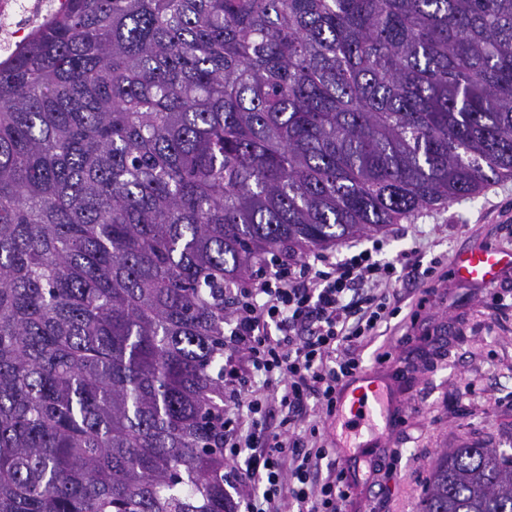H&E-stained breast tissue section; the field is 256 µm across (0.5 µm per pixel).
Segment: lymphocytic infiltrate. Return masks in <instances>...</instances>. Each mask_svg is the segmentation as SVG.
<instances>
[{
	"label": "lymphocytic infiltrate",
	"mask_w": 512,
	"mask_h": 512,
	"mask_svg": "<svg viewBox=\"0 0 512 512\" xmlns=\"http://www.w3.org/2000/svg\"><path fill=\"white\" fill-rule=\"evenodd\" d=\"M384 246L284 258L236 289L224 380L241 410L224 419V472L235 477L243 512H343L350 499L346 469L329 461L328 449L305 447L295 422L266 431L257 390L276 387L292 411L312 398L325 416L335 414L340 386L363 367L358 343L396 312L384 284L422 269L414 252L387 257Z\"/></svg>",
	"instance_id": "lymphocytic-infiltrate-1"
}]
</instances>
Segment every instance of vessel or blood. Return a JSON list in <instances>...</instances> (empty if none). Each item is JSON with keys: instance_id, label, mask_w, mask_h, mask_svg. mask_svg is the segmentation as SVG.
I'll list each match as a JSON object with an SVG mask.
<instances>
[{"instance_id": "1", "label": "vessel or blood", "mask_w": 512, "mask_h": 512, "mask_svg": "<svg viewBox=\"0 0 512 512\" xmlns=\"http://www.w3.org/2000/svg\"><path fill=\"white\" fill-rule=\"evenodd\" d=\"M512 265V252L479 246L457 256L454 270L457 277L484 285L494 284L500 272ZM394 395L385 392L378 368L369 367L347 378L337 396V409H348L343 417L345 429L360 431L363 426L376 425L391 419Z\"/></svg>"}]
</instances>
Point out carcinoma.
<instances>
[{
    "mask_svg": "<svg viewBox=\"0 0 512 512\" xmlns=\"http://www.w3.org/2000/svg\"><path fill=\"white\" fill-rule=\"evenodd\" d=\"M504 177L512 0H68L0 65V512H234L233 289Z\"/></svg>",
    "mask_w": 512,
    "mask_h": 512,
    "instance_id": "1",
    "label": "carcinoma"
}]
</instances>
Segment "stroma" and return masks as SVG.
<instances>
[{
  "mask_svg": "<svg viewBox=\"0 0 512 512\" xmlns=\"http://www.w3.org/2000/svg\"><path fill=\"white\" fill-rule=\"evenodd\" d=\"M383 237L387 255L418 249L431 274L423 283L397 282L399 314L361 346L368 367L378 351L398 348V360L381 369L401 393V422L377 424L382 445L358 464L344 512H419L443 450L512 449V307L494 300L495 293H512V266L491 286L452 272L456 255L470 248L512 252V178L390 225ZM295 420L300 437L316 445L334 451L344 441L335 418H324L315 402Z\"/></svg>",
  "mask_w": 512,
  "mask_h": 512,
  "instance_id": "obj_1",
  "label": "stroma"
}]
</instances>
